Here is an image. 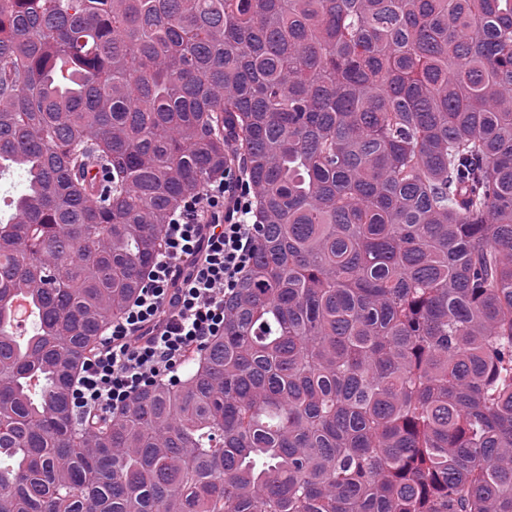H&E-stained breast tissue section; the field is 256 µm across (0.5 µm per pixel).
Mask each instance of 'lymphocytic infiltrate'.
I'll use <instances>...</instances> for the list:
<instances>
[{
	"mask_svg": "<svg viewBox=\"0 0 512 512\" xmlns=\"http://www.w3.org/2000/svg\"><path fill=\"white\" fill-rule=\"evenodd\" d=\"M250 192L236 170L184 203L138 296L84 359L71 391L76 413L108 418L157 382H178L190 353L223 333L224 299L254 257Z\"/></svg>",
	"mask_w": 512,
	"mask_h": 512,
	"instance_id": "lymphocytic-infiltrate-1",
	"label": "lymphocytic infiltrate"
}]
</instances>
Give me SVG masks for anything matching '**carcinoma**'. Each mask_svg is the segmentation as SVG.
Returning a JSON list of instances; mask_svg holds the SVG:
<instances>
[{
  "mask_svg": "<svg viewBox=\"0 0 512 512\" xmlns=\"http://www.w3.org/2000/svg\"><path fill=\"white\" fill-rule=\"evenodd\" d=\"M240 160L224 334L77 420ZM0 162V512H512V0H0ZM0 181V217L7 219L11 210L10 204L24 189V177L20 172H9ZM21 182V184H20Z\"/></svg>",
  "mask_w": 512,
  "mask_h": 512,
  "instance_id": "cac0c4a2",
  "label": "carcinoma"
}]
</instances>
